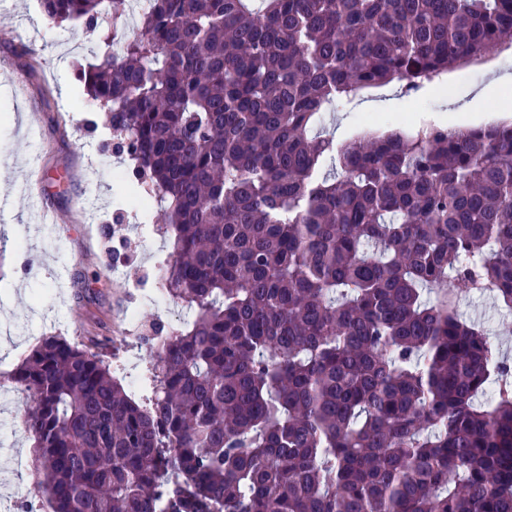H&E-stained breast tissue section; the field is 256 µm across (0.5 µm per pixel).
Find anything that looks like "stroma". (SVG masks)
<instances>
[{
    "label": "stroma",
    "mask_w": 512,
    "mask_h": 512,
    "mask_svg": "<svg viewBox=\"0 0 512 512\" xmlns=\"http://www.w3.org/2000/svg\"><path fill=\"white\" fill-rule=\"evenodd\" d=\"M38 0H6L0 8V188L43 173L28 198L14 199L0 224V350L15 367L46 336L95 345L142 373L149 356L144 336L157 324L183 327L191 314L168 299L149 302L155 263L168 249L157 207L142 208L123 173L128 163L105 151L111 139L97 105L77 74L91 60L83 22L56 26L40 19ZM512 76V48L484 64L449 70L414 91L369 88L325 112L322 125L343 142L364 136L362 115L381 130L416 129L419 121L456 115L467 127L474 115L512 114V95L488 91L492 77ZM452 86L444 93L440 84ZM47 209L59 223H39ZM461 314L482 326L501 356L512 360V314L492 294L462 298ZM135 311L136 325L126 314ZM30 402L0 392V417L12 419V461L0 471V497L36 489L33 448L24 424Z\"/></svg>",
    "instance_id": "stroma-1"
}]
</instances>
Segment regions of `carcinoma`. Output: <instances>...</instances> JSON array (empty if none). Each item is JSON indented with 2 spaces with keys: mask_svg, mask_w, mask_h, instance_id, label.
I'll use <instances>...</instances> for the list:
<instances>
[{
  "mask_svg": "<svg viewBox=\"0 0 512 512\" xmlns=\"http://www.w3.org/2000/svg\"><path fill=\"white\" fill-rule=\"evenodd\" d=\"M40 0L166 217L149 394L49 336L14 367L46 512H512V122L342 143L323 112L512 41V0ZM459 309L464 317L486 330L501 356L512 360V314L501 310L492 294L462 298Z\"/></svg>",
  "mask_w": 512,
  "mask_h": 512,
  "instance_id": "1",
  "label": "carcinoma"
}]
</instances>
